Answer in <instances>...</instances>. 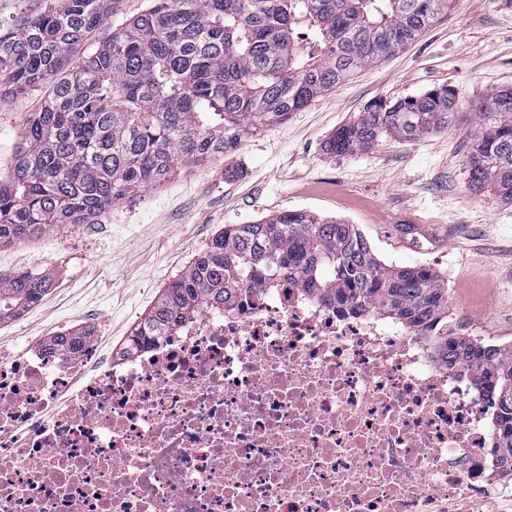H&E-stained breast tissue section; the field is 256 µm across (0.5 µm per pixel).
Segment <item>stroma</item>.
<instances>
[{
	"mask_svg": "<svg viewBox=\"0 0 512 512\" xmlns=\"http://www.w3.org/2000/svg\"><path fill=\"white\" fill-rule=\"evenodd\" d=\"M442 86L459 95L447 131L323 154V141L369 102ZM510 86L512 7L456 0L447 18L405 49L234 153L129 192L95 223L1 246L0 273L49 271L56 279L39 304L0 321V349L17 351L30 337L90 319L101 343H117L224 225L290 210L358 225L386 264L424 265L447 281L449 312L512 337V204L471 193L464 172L476 104ZM43 96L36 86L0 105V177L10 174L14 144Z\"/></svg>",
	"mask_w": 512,
	"mask_h": 512,
	"instance_id": "35a3bbf8",
	"label": "stroma"
}]
</instances>
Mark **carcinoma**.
I'll list each match as a JSON object with an SVG mask.
<instances>
[{"mask_svg": "<svg viewBox=\"0 0 512 512\" xmlns=\"http://www.w3.org/2000/svg\"><path fill=\"white\" fill-rule=\"evenodd\" d=\"M62 8L0 32V99L48 83L51 91L0 179V245L87 224L130 189L162 183L178 165L233 152L352 80L448 16L455 0H152L94 40L117 0H62ZM96 48L86 51L91 41ZM453 88L370 102L323 152H364L381 138L448 130ZM481 130L465 165L468 188L512 203V89L476 106ZM334 301L424 331L448 316V286L424 265L390 266L357 225L296 210L224 226L164 289L133 335L160 339L216 304L283 277ZM51 272L0 274V321L39 303ZM86 330L52 346L76 351ZM450 370L467 369L494 409L496 448L512 465V352L465 336L437 337Z\"/></svg>", "mask_w": 512, "mask_h": 512, "instance_id": "carcinoma-1", "label": "carcinoma"}]
</instances>
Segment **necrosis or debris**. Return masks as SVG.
<instances>
[{
  "mask_svg": "<svg viewBox=\"0 0 512 512\" xmlns=\"http://www.w3.org/2000/svg\"><path fill=\"white\" fill-rule=\"evenodd\" d=\"M495 446L433 334L288 282L134 351L0 355V512H503Z\"/></svg>",
  "mask_w": 512,
  "mask_h": 512,
  "instance_id": "obj_1",
  "label": "necrosis or debris"
}]
</instances>
